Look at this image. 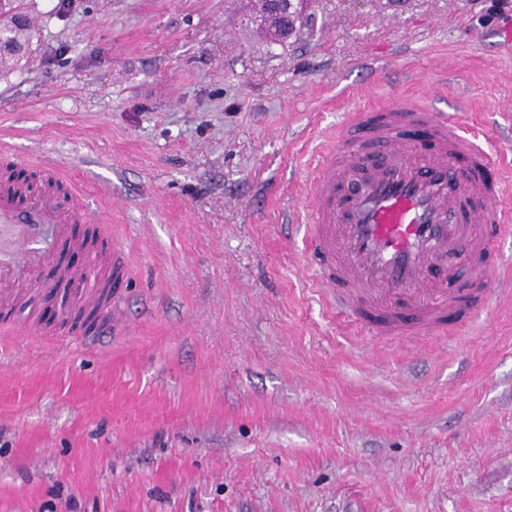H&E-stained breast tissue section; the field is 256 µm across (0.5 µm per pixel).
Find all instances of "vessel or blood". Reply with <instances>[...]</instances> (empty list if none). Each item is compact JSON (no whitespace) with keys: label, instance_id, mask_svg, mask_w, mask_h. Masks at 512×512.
I'll use <instances>...</instances> for the list:
<instances>
[{"label":"vessel or blood","instance_id":"vessel-or-blood-1","mask_svg":"<svg viewBox=\"0 0 512 512\" xmlns=\"http://www.w3.org/2000/svg\"><path fill=\"white\" fill-rule=\"evenodd\" d=\"M490 157L477 133L417 106L371 105L349 115L321 155L309 182L311 218L304 245L313 283L327 307L379 337L419 341L467 323L490 294L456 266L495 250L512 209L501 203V181L488 179ZM32 220L52 224L42 242L21 235L0 249V309L11 310L37 287L40 268L70 227L101 218L81 194L59 205L28 202ZM444 278H434V270ZM131 273L128 253L112 247V285ZM78 299L98 310L101 323L118 322V296L101 300L84 289V272L67 271Z\"/></svg>","mask_w":512,"mask_h":512}]
</instances>
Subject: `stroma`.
Listing matches in <instances>:
<instances>
[{
	"label": "stroma",
	"instance_id": "stroma-1",
	"mask_svg": "<svg viewBox=\"0 0 512 512\" xmlns=\"http://www.w3.org/2000/svg\"><path fill=\"white\" fill-rule=\"evenodd\" d=\"M249 0H25L0 159L50 156L121 243L123 323L50 305L0 339V512H512V295L377 340L327 310L290 213L324 140L383 102L482 126L512 185V0H311L286 45ZM57 337L58 345L35 341ZM252 12L251 14H255V19L257 22H253L252 25L256 28V31L260 34H263L266 36V33L270 29L277 30L278 39L275 41H272V43L278 44V43H285L288 41V38H290L288 35L290 34V31L288 32V29H285L281 25L275 24L273 20H271L269 17L265 15L263 3H261L260 0H252ZM249 15V17L251 16Z\"/></svg>",
	"mask_w": 512,
	"mask_h": 512
}]
</instances>
